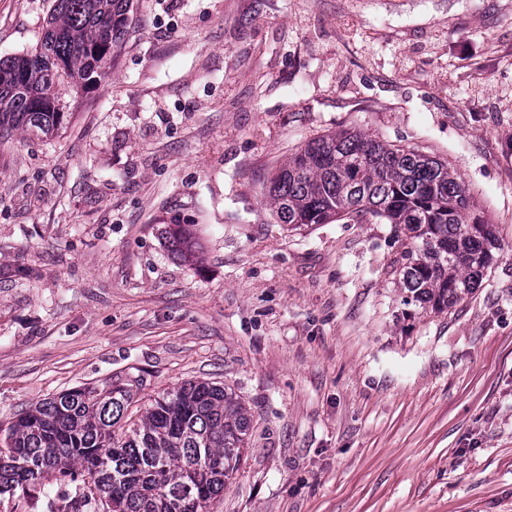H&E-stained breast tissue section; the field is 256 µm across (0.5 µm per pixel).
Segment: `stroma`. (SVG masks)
Here are the masks:
<instances>
[{
    "instance_id": "obj_1",
    "label": "stroma",
    "mask_w": 512,
    "mask_h": 512,
    "mask_svg": "<svg viewBox=\"0 0 512 512\" xmlns=\"http://www.w3.org/2000/svg\"><path fill=\"white\" fill-rule=\"evenodd\" d=\"M53 3L0 0V57ZM133 4L57 136L0 142V429L206 380L253 416L213 512H512V0ZM350 127L448 162L496 225L451 309L405 304L383 219L278 223L275 170ZM175 225L178 228L169 233V242L181 259L189 260L194 255L196 243L190 235L180 229L181 224Z\"/></svg>"
}]
</instances>
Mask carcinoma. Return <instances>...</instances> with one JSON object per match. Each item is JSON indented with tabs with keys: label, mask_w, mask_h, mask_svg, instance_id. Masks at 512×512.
<instances>
[{
	"label": "carcinoma",
	"mask_w": 512,
	"mask_h": 512,
	"mask_svg": "<svg viewBox=\"0 0 512 512\" xmlns=\"http://www.w3.org/2000/svg\"><path fill=\"white\" fill-rule=\"evenodd\" d=\"M131 9L132 0H54L34 49L0 57V140L17 130L57 134L62 99L112 66ZM266 191L292 229L386 219L406 302L437 311L471 295L501 250L495 225L472 214L448 163L355 128L309 140ZM169 242L181 259L194 255L182 229ZM140 381L74 387L19 414L0 446V498L66 482L79 493L65 512H211L248 450L244 401L226 386L189 381L159 393L135 420L128 409Z\"/></svg>",
	"instance_id": "1"
}]
</instances>
